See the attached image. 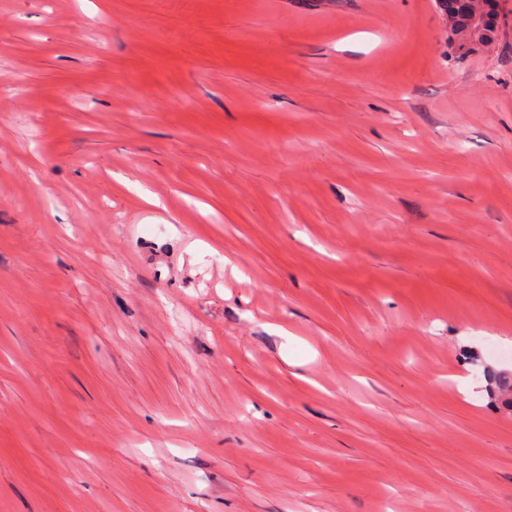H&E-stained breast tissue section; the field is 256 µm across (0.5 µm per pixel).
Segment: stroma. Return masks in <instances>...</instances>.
I'll list each match as a JSON object with an SVG mask.
<instances>
[{"instance_id":"1","label":"stroma","mask_w":512,"mask_h":512,"mask_svg":"<svg viewBox=\"0 0 512 512\" xmlns=\"http://www.w3.org/2000/svg\"><path fill=\"white\" fill-rule=\"evenodd\" d=\"M0 0V512H512V0ZM490 10L489 21L484 24L475 37L468 36L471 28V11L469 0H438L440 9L448 16L449 32L460 55H466L480 47L491 44L498 29V1L488 0Z\"/></svg>"}]
</instances>
